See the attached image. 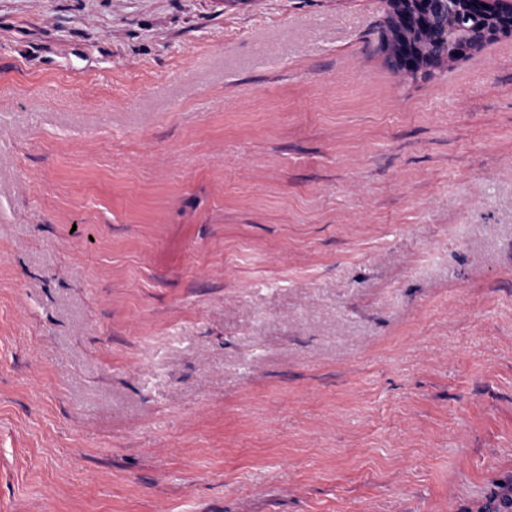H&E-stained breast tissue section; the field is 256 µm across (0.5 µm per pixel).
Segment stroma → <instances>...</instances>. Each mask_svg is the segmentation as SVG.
I'll return each mask as SVG.
<instances>
[{
    "mask_svg": "<svg viewBox=\"0 0 512 512\" xmlns=\"http://www.w3.org/2000/svg\"><path fill=\"white\" fill-rule=\"evenodd\" d=\"M386 11L0 0V512L512 489V35Z\"/></svg>",
    "mask_w": 512,
    "mask_h": 512,
    "instance_id": "35a3bbf8",
    "label": "stroma"
}]
</instances>
